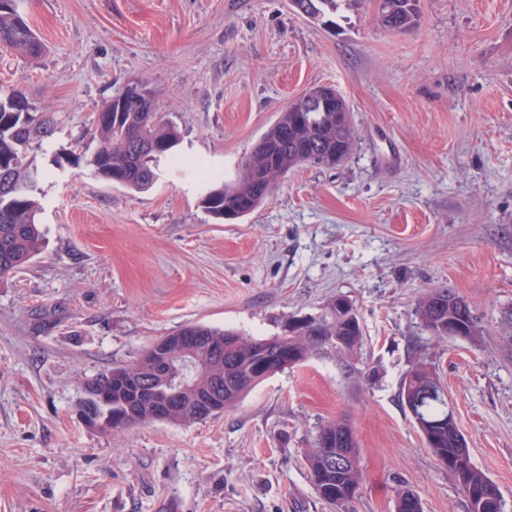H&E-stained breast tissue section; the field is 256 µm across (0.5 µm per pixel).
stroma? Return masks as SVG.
I'll use <instances>...</instances> for the list:
<instances>
[{"label": "stroma", "mask_w": 512, "mask_h": 512, "mask_svg": "<svg viewBox=\"0 0 512 512\" xmlns=\"http://www.w3.org/2000/svg\"><path fill=\"white\" fill-rule=\"evenodd\" d=\"M46 46H0V86L56 117L36 156L37 255L0 280V512H327L305 452L320 424L352 428L362 485L347 512H468L400 397L432 360L470 457L512 512V0H420L382 26L374 0L325 25L288 0H24ZM154 91L181 133L153 188L86 163L96 113L127 84ZM328 84L353 119L335 168L291 169L230 224L200 204L280 112ZM80 163L70 162V155ZM438 287L476 306L479 342L436 341L415 303ZM364 331L360 378L313 357L190 425L87 428L85 383L189 323L286 333L336 296Z\"/></svg>", "instance_id": "1"}]
</instances>
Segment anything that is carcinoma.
Segmentation results:
<instances>
[{
  "label": "carcinoma",
  "instance_id": "cac0c4a2",
  "mask_svg": "<svg viewBox=\"0 0 512 512\" xmlns=\"http://www.w3.org/2000/svg\"><path fill=\"white\" fill-rule=\"evenodd\" d=\"M314 20L336 14L352 0H290ZM378 11L389 15L400 32L416 27L419 0H378ZM0 45L13 48L30 58L39 57L44 44L32 32L17 0H0ZM141 101L126 87L112 96L107 111L94 121L98 145L87 160L95 173L106 180L135 192L152 187L155 166L180 142L175 123L158 112H144ZM343 117L337 112L335 99L326 98L317 110L303 112L293 101L261 136L242 164V175L230 184L210 189L202 199L203 209L217 220H236L257 208L273 186L288 171L304 163L334 167L352 153L354 137L342 129ZM54 119L34 98L18 87H0V277L27 264L40 249L41 233L37 224L39 204L35 198L40 177L33 165L36 154L44 150L53 134ZM352 316L338 314L337 300H331L321 315L305 321L303 334L288 343L287 353L302 358L308 352L334 350L333 358L344 363L362 346L363 330L356 308ZM415 315L431 336L442 339L447 324L457 326L466 339L476 341L483 335L482 318L477 308L448 288L433 289L418 300ZM183 329L222 354L224 389L220 390L224 407L221 414L235 408L251 389L238 381L262 372L273 376L289 368L288 358L269 348L272 338L247 337L235 330L203 324H189ZM333 336H347L344 347L332 346ZM112 377L100 373L105 381L85 385V397L78 408L99 404L102 392L112 423L108 430L120 432L129 427L158 420L161 399L147 393L138 395L126 378H148L154 368L142 358L127 365L111 368ZM210 382L196 379L192 388L181 394L180 407L166 422L189 424L204 420L198 412L197 394L206 391ZM440 381L434 367L416 360L405 373L400 388L401 399L416 400L413 417L421 431L432 432L437 460L448 458L453 467L448 473L460 485L467 498L469 512H488L486 505L503 502L497 484L476 468L469 449L457 447L461 431L448 426V404L438 397ZM350 426L342 419L320 425L306 459L312 483L324 503L341 512L359 490L362 475L357 444L347 441L336 447L323 446V440L345 435Z\"/></svg>",
  "mask_w": 512,
  "mask_h": 512
}]
</instances>
